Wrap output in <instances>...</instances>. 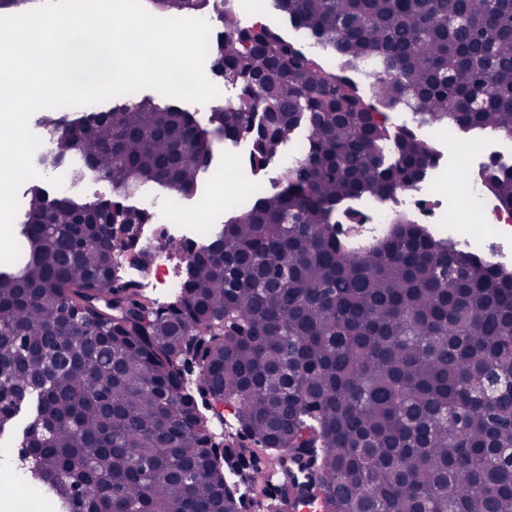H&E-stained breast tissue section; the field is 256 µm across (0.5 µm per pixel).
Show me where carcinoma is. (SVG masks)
Masks as SVG:
<instances>
[{
	"label": "carcinoma",
	"instance_id": "1",
	"mask_svg": "<svg viewBox=\"0 0 512 512\" xmlns=\"http://www.w3.org/2000/svg\"><path fill=\"white\" fill-rule=\"evenodd\" d=\"M278 2L308 47L222 12L210 73L236 93L209 126L146 96L45 119L43 164L112 195L29 185L22 266L0 269V435L31 409L21 462L68 512H512V276L403 216L369 250L339 238L355 202L395 199L431 162L425 139L378 114L512 133V0ZM326 50L341 72L321 66ZM298 132L303 154L270 188L172 249V301L112 265L115 248L152 261V209L131 193L193 196L216 135L266 171ZM485 180L512 208V168ZM212 402L239 426L218 443Z\"/></svg>",
	"mask_w": 512,
	"mask_h": 512
}]
</instances>
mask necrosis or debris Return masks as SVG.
<instances>
[{
	"instance_id": "necrosis-or-debris-1",
	"label": "necrosis or debris",
	"mask_w": 512,
	"mask_h": 512,
	"mask_svg": "<svg viewBox=\"0 0 512 512\" xmlns=\"http://www.w3.org/2000/svg\"><path fill=\"white\" fill-rule=\"evenodd\" d=\"M426 139L433 156L425 179L405 189L393 204H372L366 223L385 224L401 214L419 224L434 225L438 238L457 250L490 256L505 271H512V209L503 206L483 183L487 168L512 167V138L488 135L472 141L462 138L453 126H430ZM179 200H170L155 211L153 224L141 229V245L152 250L154 260L142 266L134 252L117 250L112 254L116 269L150 289L156 299L175 295L180 280L173 259L161 247L166 238L189 241L205 239L208 229L202 224L181 221ZM484 228L470 230L472 220Z\"/></svg>"
}]
</instances>
